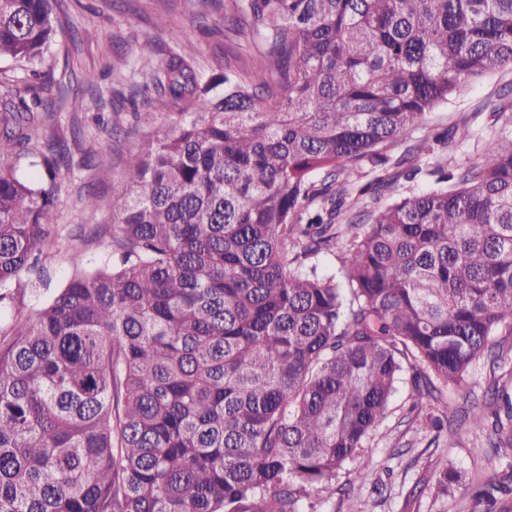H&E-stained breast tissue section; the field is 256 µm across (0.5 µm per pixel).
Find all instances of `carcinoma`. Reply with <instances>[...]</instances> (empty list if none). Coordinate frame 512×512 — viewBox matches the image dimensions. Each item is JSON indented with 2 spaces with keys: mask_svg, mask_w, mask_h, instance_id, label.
Masks as SVG:
<instances>
[{
  "mask_svg": "<svg viewBox=\"0 0 512 512\" xmlns=\"http://www.w3.org/2000/svg\"><path fill=\"white\" fill-rule=\"evenodd\" d=\"M58 0H0V60L40 81ZM255 46L204 78L139 55L168 128L126 162L112 250L0 325V512H304L336 494L397 383H466L512 328V86L478 158L341 222L342 181L512 67V0H224ZM48 97L0 104V308L43 261L71 148ZM26 158L34 178L19 175ZM345 239L340 274L310 259ZM493 410L512 434V395ZM460 478L448 463L440 490ZM503 485L473 493L491 512Z\"/></svg>",
  "mask_w": 512,
  "mask_h": 512,
  "instance_id": "cac0c4a2",
  "label": "carcinoma"
}]
</instances>
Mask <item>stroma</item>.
Listing matches in <instances>:
<instances>
[{
    "mask_svg": "<svg viewBox=\"0 0 512 512\" xmlns=\"http://www.w3.org/2000/svg\"><path fill=\"white\" fill-rule=\"evenodd\" d=\"M223 13L222 6H205L200 0H62L57 34L45 60L56 79L50 92L56 110L46 129L68 139L73 128H80L89 163L61 172L46 257L50 288L28 292L20 309L0 311V320L33 314L51 289L63 287L71 276L73 253L89 260L109 253L114 218L110 211L96 207L94 200L110 194L112 180L120 176L125 159L167 126V111L153 102L152 90L131 86L138 56L145 49L171 46L194 59L203 75H211L223 65L230 42L220 33H202L200 27L204 20ZM89 73L95 74L100 95H92L85 84ZM510 83L512 68L496 71L437 107L406 138L382 146L379 159L359 165L360 176L348 187V203L372 207L365 185L376 177L397 174L402 157H412L421 172L412 180L400 178L395 194L383 196L382 204L434 187L430 174L434 166L450 170L474 159L472 144L451 151L439 138L464 123L481 140H489L493 132L486 125L484 108ZM102 167L110 170V178L99 177ZM490 350V356L471 370L467 389L451 386L445 390L447 435L437 438L412 424V417L427 415L430 408L415 405L410 380L401 381L362 458L338 471L337 493L319 502L320 512H472L470 486L485 482L512 463V450L495 447L492 430H473L466 420L472 402L489 401L501 389L512 393V376L494 367L492 359L493 353L502 350L512 353V330L499 329ZM449 459L455 461L461 478L442 493L436 475Z\"/></svg>",
    "mask_w": 512,
    "mask_h": 512,
    "instance_id": "1",
    "label": "stroma"
}]
</instances>
